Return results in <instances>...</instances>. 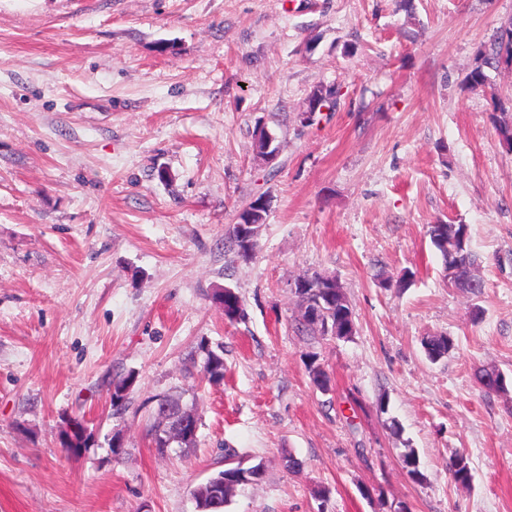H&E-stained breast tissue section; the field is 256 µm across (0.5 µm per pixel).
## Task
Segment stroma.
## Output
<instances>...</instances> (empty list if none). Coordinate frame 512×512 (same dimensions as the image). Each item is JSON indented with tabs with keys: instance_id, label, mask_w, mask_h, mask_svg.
Masks as SVG:
<instances>
[{
	"instance_id": "stroma-1",
	"label": "stroma",
	"mask_w": 512,
	"mask_h": 512,
	"mask_svg": "<svg viewBox=\"0 0 512 512\" xmlns=\"http://www.w3.org/2000/svg\"><path fill=\"white\" fill-rule=\"evenodd\" d=\"M511 21L512 0H0V512H195L228 457L265 474L227 512H512V385L478 380L512 378V151L491 119L512 68L462 87ZM319 85L339 103L307 126ZM261 194L243 261L227 229ZM448 223L471 227L479 297L430 241ZM314 271L342 283L350 338L296 329ZM440 334L456 348L429 361ZM203 339L224 347L216 384L185 370ZM180 389L197 445L161 455L153 400ZM74 417L96 434L78 456L59 440ZM135 378V372L131 371L123 377L112 379V383H110L112 385L111 402L113 409L117 412L125 409L129 390L134 384Z\"/></svg>"
}]
</instances>
